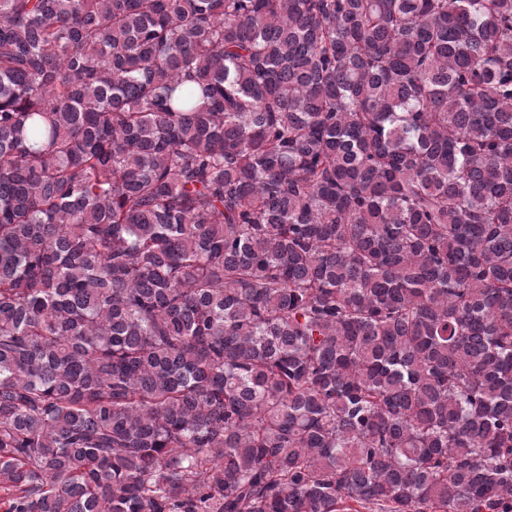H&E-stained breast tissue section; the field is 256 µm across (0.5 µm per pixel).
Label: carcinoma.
Segmentation results:
<instances>
[{"label": "carcinoma", "instance_id": "cac0c4a2", "mask_svg": "<svg viewBox=\"0 0 512 512\" xmlns=\"http://www.w3.org/2000/svg\"><path fill=\"white\" fill-rule=\"evenodd\" d=\"M4 512H512V0H0Z\"/></svg>", "mask_w": 512, "mask_h": 512}]
</instances>
